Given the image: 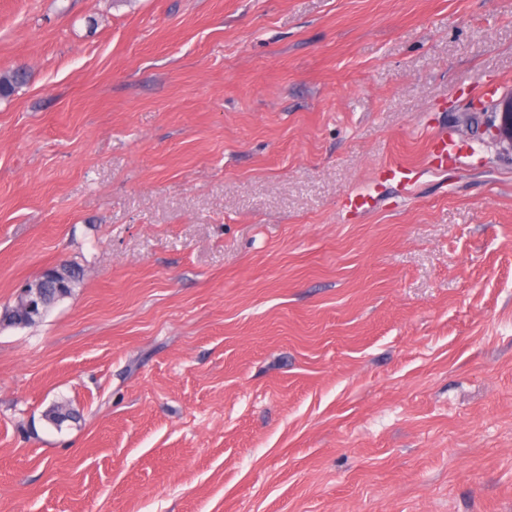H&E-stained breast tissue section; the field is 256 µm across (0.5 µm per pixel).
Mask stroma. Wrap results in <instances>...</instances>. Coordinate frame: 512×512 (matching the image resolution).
Wrapping results in <instances>:
<instances>
[{
	"label": "stroma",
	"instance_id": "obj_1",
	"mask_svg": "<svg viewBox=\"0 0 512 512\" xmlns=\"http://www.w3.org/2000/svg\"><path fill=\"white\" fill-rule=\"evenodd\" d=\"M17 65L0 312L81 277L0 326V512H512V0H0ZM498 124L494 125L493 135L502 140L512 143V95L504 98L496 112Z\"/></svg>",
	"mask_w": 512,
	"mask_h": 512
}]
</instances>
